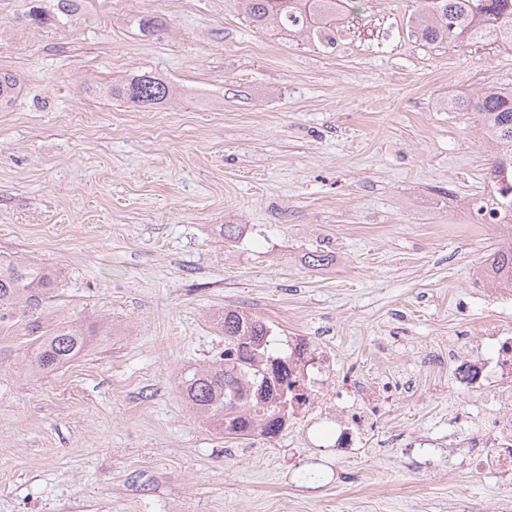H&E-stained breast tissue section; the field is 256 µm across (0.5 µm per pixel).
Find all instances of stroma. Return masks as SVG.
Segmentation results:
<instances>
[{
	"label": "stroma",
	"instance_id": "obj_1",
	"mask_svg": "<svg viewBox=\"0 0 512 512\" xmlns=\"http://www.w3.org/2000/svg\"><path fill=\"white\" fill-rule=\"evenodd\" d=\"M0 0V259L55 269L0 306V512H502L512 480L448 445L488 408L449 350L491 356L512 288L480 269L507 226L463 224L489 146L451 99L512 87V48L427 43L419 0H357L331 41L257 28L238 0ZM160 18L141 34L132 20ZM149 72L175 99L85 90ZM237 225L234 242L224 227ZM330 256L313 267V252ZM241 308L331 354L337 381L392 386L357 448L311 431L227 438L184 402L182 372L224 349ZM110 326L52 374L41 335Z\"/></svg>",
	"mask_w": 512,
	"mask_h": 512
}]
</instances>
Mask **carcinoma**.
Instances as JSON below:
<instances>
[{"label": "carcinoma", "mask_w": 512, "mask_h": 512, "mask_svg": "<svg viewBox=\"0 0 512 512\" xmlns=\"http://www.w3.org/2000/svg\"><path fill=\"white\" fill-rule=\"evenodd\" d=\"M256 25L290 35L318 37L332 32L336 15L349 0H239ZM428 43L461 39L486 40L512 48V0H421L411 16ZM19 83L0 72V108L7 107ZM106 93L138 107L171 100L172 86L151 73L112 84ZM450 108L473 115L480 131L506 156L493 170H512V88L489 86L475 95L451 100ZM488 275L502 288H512V233L489 256ZM53 270L26 263L0 261V305L34 301L35 293L52 286ZM224 352L203 368L181 376L184 400L228 438L277 437L288 418L284 406L295 397L297 381L288 369V352L272 336V328L242 310L224 309L220 317ZM95 330L82 325L58 329L42 338L26 363L35 375H47L89 347Z\"/></svg>", "instance_id": "1"}]
</instances>
